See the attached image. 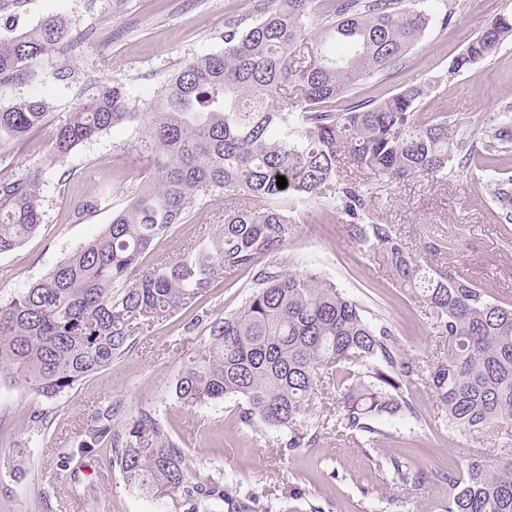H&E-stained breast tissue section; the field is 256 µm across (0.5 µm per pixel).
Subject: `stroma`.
<instances>
[{
    "label": "stroma",
    "mask_w": 512,
    "mask_h": 512,
    "mask_svg": "<svg viewBox=\"0 0 512 512\" xmlns=\"http://www.w3.org/2000/svg\"><path fill=\"white\" fill-rule=\"evenodd\" d=\"M255 0H28L18 25L36 26L50 14H64L79 40L40 65L34 86L0 91V103L43 95L51 104L46 122L23 141L10 145L0 161V177L28 171L43 173L39 232L12 252L0 254V301L43 276L79 245L96 237L113 213L125 207L152 170L140 149L141 132L117 126L75 148L65 159L53 155L56 125L77 100V83L58 80L62 59H69L79 80L97 86L122 84L137 110H144L166 79L184 62L224 48V24L254 16ZM457 20L432 28L409 51L403 65L364 80L359 98L382 100L408 82L444 75L425 100L428 113L477 129L484 119L512 104V38L500 50L455 77L446 72L452 59L512 0H460ZM481 162L449 169L447 180L429 183L408 178L397 184L370 180L380 199V217L394 225L417 255L425 250L418 232L424 224L454 227L460 239L446 264L460 268L499 301L512 302V225L498 223L496 206L485 188ZM217 203L158 240L144 254L141 269L179 257L184 245L223 223ZM278 261L316 271L336 281L371 319L392 327L401 353L427 367L442 347L431 332L429 313L393 284L376 256L351 243L335 210L301 208L291 224ZM256 268L217 282L200 310L219 318L239 310L254 287ZM191 312L141 332L132 349L109 369L89 376L54 401L7 379L0 380V512H184L179 495L160 497L128 489L112 452L97 445L61 468L60 454L85 439L97 409L111 403L119 419L145 411L158 417L181 449L191 470L228 486L249 502L252 512H442L448 498L447 474L462 470L473 455L499 457L492 433L464 434L434 424L437 403L423 384L410 394L412 412L376 422L384 432L373 452L362 442L322 430L313 447L281 455V431L238 419V402L227 399L193 408L175 404L172 384L201 350L205 330H186ZM49 415L46 430L36 431L31 416ZM394 457L422 470L423 486L391 482L375 462Z\"/></svg>",
    "instance_id": "stroma-1"
}]
</instances>
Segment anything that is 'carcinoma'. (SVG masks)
Here are the masks:
<instances>
[{"label": "carcinoma", "mask_w": 512, "mask_h": 512, "mask_svg": "<svg viewBox=\"0 0 512 512\" xmlns=\"http://www.w3.org/2000/svg\"><path fill=\"white\" fill-rule=\"evenodd\" d=\"M316 0H256L250 23H224V50L196 57L163 85L149 111L131 107L125 88L105 86L77 102L56 127L63 158L117 125L145 131L152 175L98 236L47 274L0 303V378L52 400L82 379L108 369L152 324L192 307L215 283L280 253L302 204L328 205L350 240L382 258L399 287L431 315L448 350L429 374L400 353L391 327L366 317L357 300L320 274L286 263L263 267L241 310L211 320L208 341L179 371L173 396L183 407L238 399L239 420L284 432L281 451L315 445L320 429L356 432L367 442L373 422L411 409V387L425 380L440 406L438 420L468 434L497 428L509 447L492 463L468 461L448 474L443 512H512V304L490 299L467 276L418 259L392 224L374 216L366 183L346 174L348 159L390 183L409 176L433 183L448 165L471 163L476 132L448 131V118L422 111L439 80L406 83L390 97L354 102L344 112L336 98L361 81L402 65L434 25L445 29L455 7L448 0H333L322 15ZM512 36V13L489 20L448 74L492 56ZM72 39L58 14L19 34L0 36V88L34 84L38 63ZM46 98L20 97L0 108V149L41 126ZM480 142L486 186L499 222L512 224V176L494 162L512 148V105L490 116ZM283 176L287 186H277ZM42 172L0 179V254L20 247L43 223ZM244 196L254 204L224 209L211 235L184 245L175 260L134 277L153 243L213 201ZM431 255L450 250L444 235L423 236ZM333 385L336 414L318 424L307 408ZM101 406L87 440L63 453L62 466L106 441L125 484L145 494L180 496L186 512H207L228 499L224 487L192 472L185 456L153 415L114 421ZM391 479L419 486L423 473L385 460Z\"/></svg>", "instance_id": "obj_1"}]
</instances>
